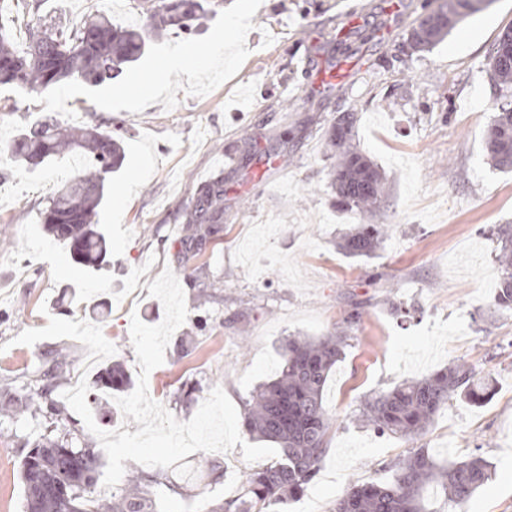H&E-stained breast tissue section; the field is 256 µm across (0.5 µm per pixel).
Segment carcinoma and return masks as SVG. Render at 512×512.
Instances as JSON below:
<instances>
[{
	"label": "carcinoma",
	"mask_w": 512,
	"mask_h": 512,
	"mask_svg": "<svg viewBox=\"0 0 512 512\" xmlns=\"http://www.w3.org/2000/svg\"><path fill=\"white\" fill-rule=\"evenodd\" d=\"M140 22L112 24V17L95 11L71 29L54 27L43 18L31 20L23 44L3 22L0 6V86L40 93L70 81L99 85L112 80L144 53L149 39L171 30L190 34L215 12V0H143ZM493 0H443L434 12L439 23L416 48L430 49L441 42L463 17L476 13ZM492 79L501 90H512V60L498 64ZM496 115L483 139V152L492 166L512 171V102L495 105ZM354 127V113L341 112L328 137L336 152L333 184L338 203L372 217L383 197L384 176L366 155L346 147ZM36 168L53 158L88 155L89 169L76 171L64 181L41 210V223L55 237L70 242L75 258L87 265L106 261L107 242L97 217L112 173L124 158L120 138L112 135V118L94 112L82 126H65L44 118L25 128L0 155ZM224 214V174L202 183L192 207L182 212L193 240L201 245L214 233ZM388 233L385 224H358L342 237L339 247L353 257L374 253ZM496 243L501 269L494 306L512 309V225L499 224L488 231ZM345 337L339 334L312 338L291 336L283 345L275 378L257 386L244 404L243 427L252 437L277 446L278 455L246 472L242 493L219 503L211 512H268L274 501L284 502L304 492L319 470L330 442L335 420L323 404L327 379L343 355ZM68 354L51 353L50 365L39 384L23 395H8L0 402V417L26 414L41 419L43 433L24 444L21 461L25 512H155L145 487L166 480L170 490L178 484L163 469L131 477L118 500L109 503L94 495L98 457L94 449L78 447L55 392L66 378ZM100 380L106 387L124 391L130 385L125 368L117 363L105 369ZM491 380L465 363H450L420 379L405 380L368 401L360 419L378 430L405 438L426 435L437 412L451 400L475 402L483 398ZM395 479L382 483L369 479L354 484L336 504V512H428L423 493L429 486L443 490L447 503L462 509L491 478L490 463L471 456L447 465L418 448L392 463Z\"/></svg>",
	"instance_id": "obj_1"
}]
</instances>
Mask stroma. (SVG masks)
Wrapping results in <instances>:
<instances>
[{
    "label": "stroma",
    "instance_id": "35a3bbf8",
    "mask_svg": "<svg viewBox=\"0 0 512 512\" xmlns=\"http://www.w3.org/2000/svg\"><path fill=\"white\" fill-rule=\"evenodd\" d=\"M221 0L194 35L169 32L112 82H70L27 94L0 87V141L35 119L78 126L111 99L125 147L99 222L105 263H77L67 241L40 219L72 168L57 158L0 178V392L21 388L58 347L71 357L67 387L86 380V401L105 431L124 422L112 390L99 381L113 362L141 368L132 317L164 318L148 286L171 269L188 316L164 363L148 379L152 399L189 421L213 387L236 410L272 378L291 336H346L324 403L336 425L319 472L304 495L271 512H334L350 486L391 481L390 464L417 448L438 461L479 455L492 476L465 512H512V310L493 306L499 266L486 229L512 225V173L495 170L482 150L498 89L489 49L512 24V0H493L428 51L408 45L411 26L436 0ZM108 10L114 23L139 19L134 0H45L47 19L66 28ZM220 54L200 58L219 32ZM183 52L163 88L138 78L168 54ZM356 115L352 145L384 171L379 223L388 234L374 255L336 247L360 216L336 203L329 131L338 113ZM224 175V222L201 251L186 248L180 209L198 183ZM66 314L101 327L113 357L85 369L87 348L73 339L16 343L27 329ZM189 353L177 352L180 339ZM452 362L492 374L483 402L452 401L430 431L413 439L379 435L359 419L364 404L407 378ZM197 387L194 402L181 398ZM39 420H0V512H24L23 442ZM220 463L199 472L202 458ZM251 467L241 448L192 453L171 467L185 488H152L157 512H210L242 492Z\"/></svg>",
    "mask_w": 512,
    "mask_h": 512
}]
</instances>
